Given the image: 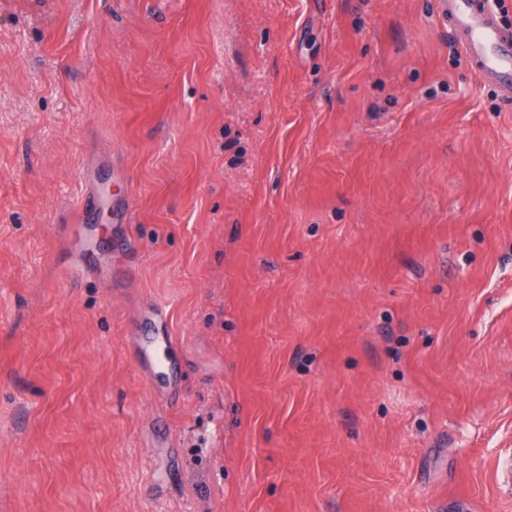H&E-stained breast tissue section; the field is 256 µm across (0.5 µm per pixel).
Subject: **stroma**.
<instances>
[{
    "label": "stroma",
    "mask_w": 512,
    "mask_h": 512,
    "mask_svg": "<svg viewBox=\"0 0 512 512\" xmlns=\"http://www.w3.org/2000/svg\"><path fill=\"white\" fill-rule=\"evenodd\" d=\"M435 2L0 0V512H512V112Z\"/></svg>",
    "instance_id": "obj_1"
}]
</instances>
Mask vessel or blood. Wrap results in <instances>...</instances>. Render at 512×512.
I'll use <instances>...</instances> for the list:
<instances>
[{
	"mask_svg": "<svg viewBox=\"0 0 512 512\" xmlns=\"http://www.w3.org/2000/svg\"><path fill=\"white\" fill-rule=\"evenodd\" d=\"M436 14L481 79L497 86L504 108L512 111V30L500 23L490 0H436Z\"/></svg>",
	"mask_w": 512,
	"mask_h": 512,
	"instance_id": "1",
	"label": "vessel or blood"
}]
</instances>
